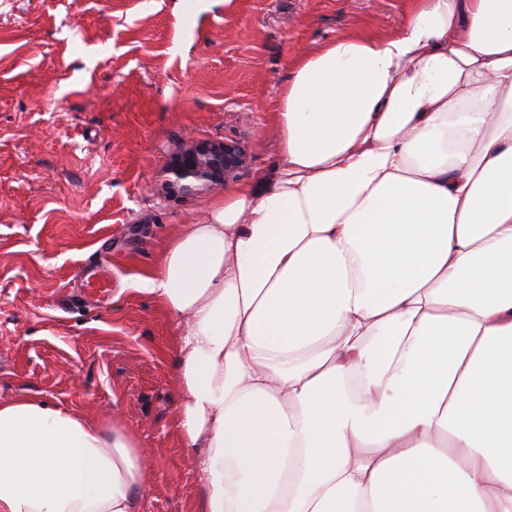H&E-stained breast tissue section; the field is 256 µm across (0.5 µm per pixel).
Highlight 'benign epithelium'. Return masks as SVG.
<instances>
[{
    "label": "benign epithelium",
    "mask_w": 512,
    "mask_h": 512,
    "mask_svg": "<svg viewBox=\"0 0 512 512\" xmlns=\"http://www.w3.org/2000/svg\"><path fill=\"white\" fill-rule=\"evenodd\" d=\"M245 148L237 142L196 140L174 153L165 169V193L174 198L223 186L242 166Z\"/></svg>",
    "instance_id": "1"
}]
</instances>
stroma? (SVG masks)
<instances>
[{
	"label": "stroma",
	"mask_w": 512,
	"mask_h": 512,
	"mask_svg": "<svg viewBox=\"0 0 512 512\" xmlns=\"http://www.w3.org/2000/svg\"><path fill=\"white\" fill-rule=\"evenodd\" d=\"M407 0H0V402L119 409L150 449L148 512H199L179 428L176 323L137 277L212 194L160 193L193 139L248 148L294 55L395 32ZM108 278L99 295L87 278Z\"/></svg>",
	"instance_id": "stroma-1"
}]
</instances>
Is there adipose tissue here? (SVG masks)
<instances>
[{"label": "adipose tissue", "mask_w": 512, "mask_h": 512, "mask_svg": "<svg viewBox=\"0 0 512 512\" xmlns=\"http://www.w3.org/2000/svg\"><path fill=\"white\" fill-rule=\"evenodd\" d=\"M268 178L138 278L178 321L200 512H512V0L297 55ZM119 416L0 403V512H147Z\"/></svg>", "instance_id": "ef3b65f1"}]
</instances>
